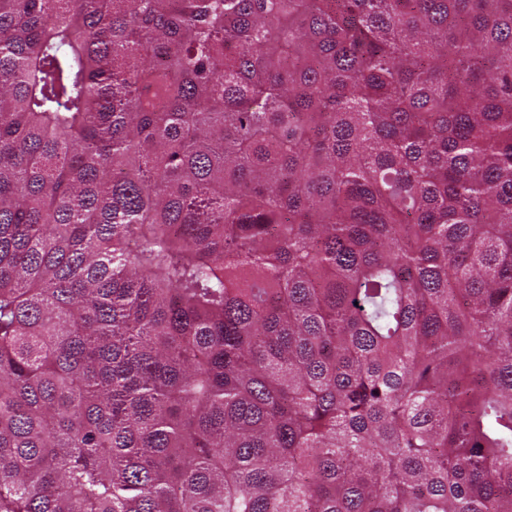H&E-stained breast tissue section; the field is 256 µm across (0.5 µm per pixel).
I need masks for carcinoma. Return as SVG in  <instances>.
I'll return each mask as SVG.
<instances>
[{"mask_svg": "<svg viewBox=\"0 0 512 512\" xmlns=\"http://www.w3.org/2000/svg\"><path fill=\"white\" fill-rule=\"evenodd\" d=\"M0 512H512V0H0Z\"/></svg>", "mask_w": 512, "mask_h": 512, "instance_id": "1", "label": "carcinoma"}]
</instances>
